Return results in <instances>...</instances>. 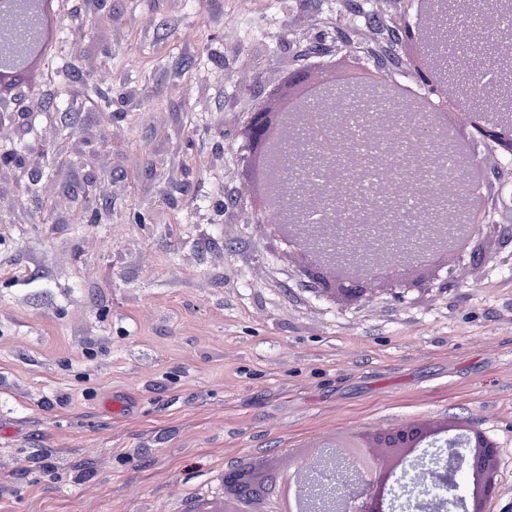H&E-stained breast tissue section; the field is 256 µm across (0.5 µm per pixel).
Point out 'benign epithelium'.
I'll use <instances>...</instances> for the list:
<instances>
[{"label":"benign epithelium","instance_id":"1","mask_svg":"<svg viewBox=\"0 0 512 512\" xmlns=\"http://www.w3.org/2000/svg\"><path fill=\"white\" fill-rule=\"evenodd\" d=\"M382 2L386 8L368 13L365 21L369 40H361L358 20L352 19L339 23L331 39L315 36L293 55L288 78L296 85L310 82L314 67H327L336 58L351 61L346 79L324 84L307 100L310 111L281 116L289 131L290 152L273 148L270 125L276 113L262 106L278 96L276 88L260 86L253 91L256 108L246 113L239 138L243 169L264 151L271 180L268 194L251 204L253 223L285 245L296 258L297 276L326 301L352 304L385 295L401 300L411 291H448L456 287L448 257L482 264L489 258L487 244H512V225L492 217L495 207L512 219V199H505V190L512 186V165L500 155L493 164L486 161L503 127H512V32L495 25L488 37L500 75L499 96L504 99L492 112L469 102L466 87L456 80V74L471 69L475 42L443 49L432 45L424 32L435 20L453 26L459 35L469 33L470 21L463 7L453 9L448 0H432L431 14L414 24L412 0ZM410 45L418 50L419 73L425 76L421 94L449 110L451 124L472 147L477 184L462 183L456 174L444 173L437 179L421 176L416 165L426 162L423 153L433 149L436 130L425 113L414 112L406 124L389 134L387 153L407 162L392 170L386 186L399 198L411 193L444 197L446 187L457 185L460 194L475 198L472 224L481 225L480 234L464 230L461 224L446 223V210L439 214L437 224L423 211L417 224L342 226V203L350 188L347 166L366 170L360 157L336 163L342 98L368 86L366 82L351 84L355 76L386 84L396 74L414 73L407 62ZM394 117L390 110L373 113L370 135L376 137L388 129ZM430 445L441 454V463L432 472L433 485L455 487L463 477L472 482L484 504L496 498L499 481L489 463L497 458L498 450L490 438L474 426L433 431L415 423L364 441L352 436L322 444L316 456L295 466L290 475L301 491L298 512H318L320 505L328 507V512H394V483L408 478L416 452ZM245 467L243 463L224 472V512H243L238 504L245 501L250 502L252 512H267L274 488L243 483L240 476ZM342 471L349 477L341 485L335 477Z\"/></svg>","mask_w":512,"mask_h":512}]
</instances>
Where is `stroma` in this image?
Segmentation results:
<instances>
[{"label":"stroma","mask_w":512,"mask_h":512,"mask_svg":"<svg viewBox=\"0 0 512 512\" xmlns=\"http://www.w3.org/2000/svg\"><path fill=\"white\" fill-rule=\"evenodd\" d=\"M339 3L59 0L104 96L73 80L77 121L0 139L65 146L39 182L0 176V512H206L240 462L422 420L497 442L487 512H512V249L449 261L452 291L347 307L249 221L251 91ZM88 156L108 224L75 196Z\"/></svg>","instance_id":"stroma-1"}]
</instances>
